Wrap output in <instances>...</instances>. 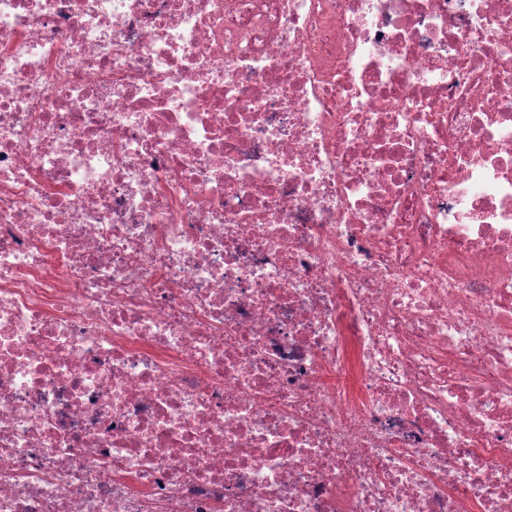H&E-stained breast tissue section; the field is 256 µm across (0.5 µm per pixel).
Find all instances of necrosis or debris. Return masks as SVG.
I'll list each match as a JSON object with an SVG mask.
<instances>
[{"mask_svg":"<svg viewBox=\"0 0 512 512\" xmlns=\"http://www.w3.org/2000/svg\"><path fill=\"white\" fill-rule=\"evenodd\" d=\"M0 512H512V0H0Z\"/></svg>","mask_w":512,"mask_h":512,"instance_id":"4bbe7bcc","label":"necrosis or debris"}]
</instances>
